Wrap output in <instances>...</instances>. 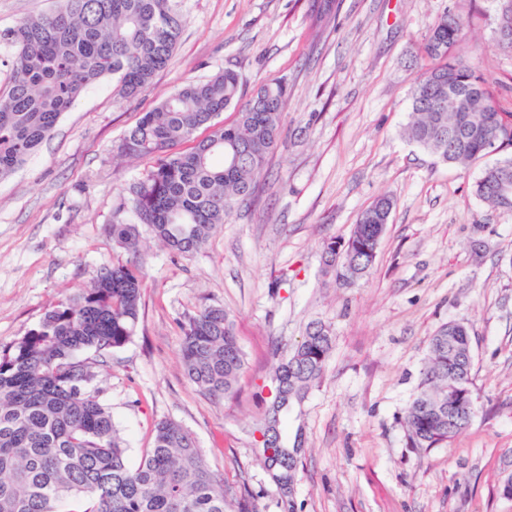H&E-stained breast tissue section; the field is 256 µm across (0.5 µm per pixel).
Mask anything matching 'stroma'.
<instances>
[{"label": "stroma", "instance_id": "1", "mask_svg": "<svg viewBox=\"0 0 512 512\" xmlns=\"http://www.w3.org/2000/svg\"><path fill=\"white\" fill-rule=\"evenodd\" d=\"M174 0L183 27L152 87L134 98L105 76L59 119L39 149L0 180V346L89 287L98 269L138 261L145 275L132 341L104 357L94 382L126 441L129 463L155 425L189 431L230 495L252 512H512L499 484L512 470V213L474 185L496 155L443 163L402 135L410 91L428 67L418 53L437 15L465 21L456 50L482 53L498 111L512 112V54L497 44L493 0ZM54 0H0V93L12 76L8 38ZM231 68L251 97L288 86L282 135L252 203L233 211L199 251L181 256L140 226L138 253L117 247L120 198L144 179L146 159L120 156L127 130L162 97ZM393 210L370 273L342 285L323 263L379 197ZM224 307L245 368L214 399L186 376L184 317ZM470 332L478 413L444 447H408L404 413L430 336L448 321ZM329 326L332 350L288 436L303 432L292 510L253 453L272 373L310 323Z\"/></svg>", "mask_w": 512, "mask_h": 512}]
</instances>
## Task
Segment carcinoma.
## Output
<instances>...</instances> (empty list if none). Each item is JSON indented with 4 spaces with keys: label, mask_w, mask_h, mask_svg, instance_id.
Returning a JSON list of instances; mask_svg holds the SVG:
<instances>
[{
    "label": "carcinoma",
    "mask_w": 512,
    "mask_h": 512,
    "mask_svg": "<svg viewBox=\"0 0 512 512\" xmlns=\"http://www.w3.org/2000/svg\"><path fill=\"white\" fill-rule=\"evenodd\" d=\"M498 2V46L512 54V37L504 38L512 33V0ZM181 28L171 0H56L51 12L24 19L10 32L12 81L0 95V179L23 164L63 112L104 76L115 78L125 97L148 90ZM463 29L464 21L446 12L431 25L422 51L432 64L411 90L404 134L435 159L468 166L512 148V114L495 108L479 66L453 53ZM287 99V85L273 82L242 100L241 77L232 69L167 94L122 138V154L153 165L133 187L131 201L120 199L116 214L131 206L138 224L176 254L201 249L235 207L251 201L279 141ZM230 107L237 109L235 120L215 122ZM200 130L207 132L201 139ZM187 141L194 146L177 150ZM507 178L512 155L484 170L477 196L512 212V199L497 192ZM392 208L381 197L362 211L349 237L359 249L343 280L369 271ZM138 237L137 224H112L115 244L134 249ZM143 283L137 264L104 265L90 287L52 306L25 336L0 348V512H59L68 497L84 501L83 512H231L224 479L196 439L171 420L156 424L151 447L130 465L111 408L91 387L96 363L77 359L81 351L100 357L132 340ZM181 330L188 378L214 399L231 393L244 358L230 314L206 305L186 316ZM331 349L329 327L309 324L275 369L276 384L288 392L274 394L266 428L282 425L292 403L304 400ZM473 361L465 325L444 324L430 337L404 416L410 447H443L472 424L476 409L457 416L448 409V383L471 391ZM255 447L288 501L297 449L283 439Z\"/></svg>",
    "instance_id": "carcinoma-1"
}]
</instances>
